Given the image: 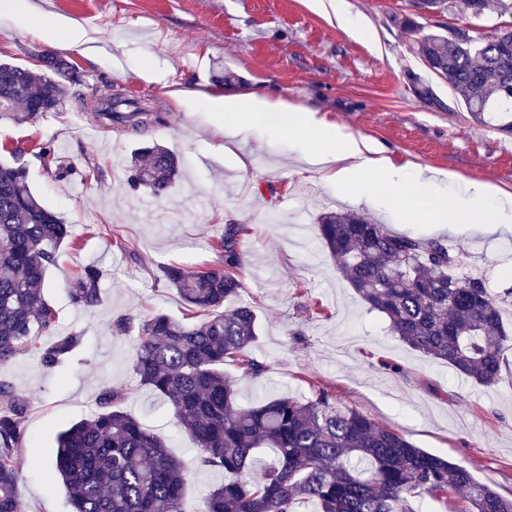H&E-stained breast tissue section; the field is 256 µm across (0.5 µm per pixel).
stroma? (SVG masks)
<instances>
[{
  "instance_id": "stroma-1",
  "label": "stroma",
  "mask_w": 512,
  "mask_h": 512,
  "mask_svg": "<svg viewBox=\"0 0 512 512\" xmlns=\"http://www.w3.org/2000/svg\"><path fill=\"white\" fill-rule=\"evenodd\" d=\"M10 2L0 0V61L33 69L37 54L57 53L81 78L69 85L60 112L34 122L0 121V144L25 149L31 188L65 218L73 237L57 248L45 275L44 296L58 312L54 330L0 366V382L28 401L15 487L20 512H73L49 462L57 433L97 411L104 387L123 389L122 410L189 469L184 512H202L206 495L223 483V472L198 466L190 435L135 374L133 336L113 335L111 323L156 311L183 319V304L159 281L160 270L223 268L212 243L228 224L250 227L239 245L242 286L230 303L254 308L257 338L249 352L267 367L252 380L225 365L241 403L305 399L311 382L321 383L512 499V351L500 381L487 388L409 348L339 272L316 219L327 210L353 209L393 230L442 240L467 253V272L483 274L496 298L512 291V230L408 224L344 198L322 172L298 159L288 139L269 129L242 132L232 153L218 155L224 116L206 106L242 92L272 93L371 141L394 165L448 174V195L479 181L512 196V136L474 121L395 26V19L414 16L413 0H346L365 18L367 41L345 33L313 0H36L32 18L15 14ZM69 25L88 34L93 54L67 47L61 30ZM414 76L432 85L444 110L424 106L410 82ZM117 91L147 103L161 123L142 133L97 125L95 103ZM152 140L183 166L168 199L156 202L127 186L132 150ZM40 144L60 160L78 168L91 162L99 171L87 179L54 177L34 154ZM116 224L123 229L118 239ZM89 263L105 278L100 305L85 310L72 304L69 288ZM74 331L82 341L71 357L44 366L42 349Z\"/></svg>"
}]
</instances>
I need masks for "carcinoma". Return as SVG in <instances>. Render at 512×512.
Listing matches in <instances>:
<instances>
[{
  "instance_id": "carcinoma-1",
  "label": "carcinoma",
  "mask_w": 512,
  "mask_h": 512,
  "mask_svg": "<svg viewBox=\"0 0 512 512\" xmlns=\"http://www.w3.org/2000/svg\"><path fill=\"white\" fill-rule=\"evenodd\" d=\"M470 18L512 15V0H465ZM423 65L460 98L476 121L487 112H512V27L491 38L472 30L450 38L425 31L410 17L396 20ZM42 72L0 63V119L34 120L58 111L66 84L79 76L57 54L38 56ZM430 109L447 105L427 85L418 90ZM122 105L133 107L128 129L144 131L156 116L121 92L97 104L100 124ZM0 160V365L25 354L56 323L45 300L46 270L55 264L49 245L71 237L69 225L32 191L23 151ZM36 156L52 175L76 172L54 151L39 146ZM180 174L178 159L155 142L137 147L129 184L165 198ZM324 246L352 288L381 313L391 332L412 349L447 363L484 387L499 382L512 350V331L502 319L507 299L493 298L480 274H461L462 254L437 239L390 229L351 211L318 218ZM244 224H229L216 242L224 269L195 271L166 266L158 279L176 290L191 322L155 312L139 323L130 315L112 321V333L137 329L134 370L143 385L168 404L173 418L195 441L197 461L224 472V483L205 501V512H298L313 500L319 512H414L411 502L460 496L464 512H512V499L476 479L463 465L416 447L398 431L341 403L320 384L312 397H281L240 408L237 390L224 376L231 362L256 379L266 366L248 348L257 337V315L249 306H227L242 284L239 240ZM103 271L88 265L70 289L72 302L93 309L101 300ZM81 334L60 336L41 356L53 368L76 348ZM124 393L105 387L100 411L57 436L51 467L71 491L74 512H181L189 472L135 417L120 409ZM28 406L12 385L0 382V512H19L15 485L22 468L17 449L25 435ZM270 448L266 459L258 449Z\"/></svg>"
}]
</instances>
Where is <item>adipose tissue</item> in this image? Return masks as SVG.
Wrapping results in <instances>:
<instances>
[{
  "mask_svg": "<svg viewBox=\"0 0 512 512\" xmlns=\"http://www.w3.org/2000/svg\"><path fill=\"white\" fill-rule=\"evenodd\" d=\"M224 143L242 128L264 125L293 139L310 162L325 169L337 192L402 214L411 224H479L489 230L512 225V197L483 182H470L465 195L448 196L438 172L398 167L364 138L345 132L317 110L256 93L225 97Z\"/></svg>",
  "mask_w": 512,
  "mask_h": 512,
  "instance_id": "ef3b65f1",
  "label": "adipose tissue"
}]
</instances>
